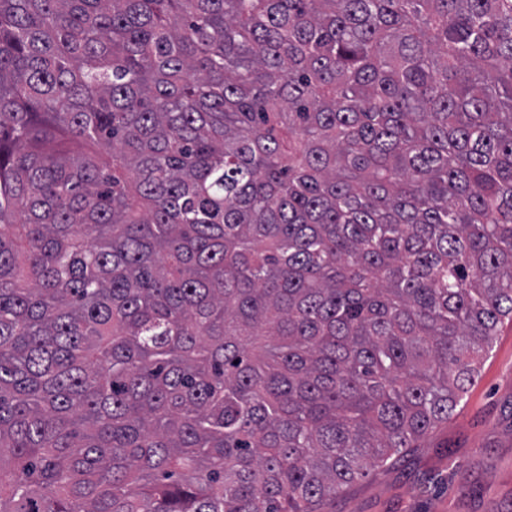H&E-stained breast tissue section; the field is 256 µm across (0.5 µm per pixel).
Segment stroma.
<instances>
[{
  "mask_svg": "<svg viewBox=\"0 0 512 512\" xmlns=\"http://www.w3.org/2000/svg\"><path fill=\"white\" fill-rule=\"evenodd\" d=\"M334 512H512V322L499 325L456 413L392 468L336 499Z\"/></svg>",
  "mask_w": 512,
  "mask_h": 512,
  "instance_id": "1",
  "label": "stroma"
}]
</instances>
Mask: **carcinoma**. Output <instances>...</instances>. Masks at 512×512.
I'll return each mask as SVG.
<instances>
[{
	"mask_svg": "<svg viewBox=\"0 0 512 512\" xmlns=\"http://www.w3.org/2000/svg\"><path fill=\"white\" fill-rule=\"evenodd\" d=\"M506 319L512 0H0V512H333Z\"/></svg>",
	"mask_w": 512,
	"mask_h": 512,
	"instance_id": "obj_1",
	"label": "carcinoma"
}]
</instances>
